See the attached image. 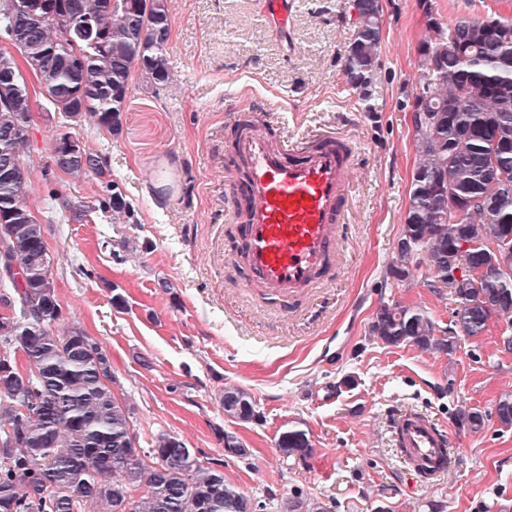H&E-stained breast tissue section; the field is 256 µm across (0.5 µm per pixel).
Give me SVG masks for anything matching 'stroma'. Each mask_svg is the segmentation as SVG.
<instances>
[{
  "instance_id": "obj_1",
  "label": "stroma",
  "mask_w": 512,
  "mask_h": 512,
  "mask_svg": "<svg viewBox=\"0 0 512 512\" xmlns=\"http://www.w3.org/2000/svg\"><path fill=\"white\" fill-rule=\"evenodd\" d=\"M288 31L266 20V0H168L171 75L159 91L133 82L122 133L93 118L72 131L106 155L112 181L135 208L129 222L101 216L65 221L49 190L71 202L102 192L92 173L72 177L54 161L57 113L32 98L29 208L45 231L62 315L107 348L114 392L130 408L140 447L167 433L203 449L259 503L291 501L330 512H512V428L494 418L512 394V320L463 337L453 355L371 339L380 305L424 308L439 332L454 328L451 289H432L427 269L387 280L407 209L417 150L409 125L427 22L418 0H381L384 32L368 89L370 108L348 92L344 65L354 36L351 0H292ZM440 23L512 19V0H429ZM274 110L285 137L339 133L357 149L351 207L339 239L340 274L282 303L244 288L226 244L224 153L228 114ZM252 397L257 419L226 417L225 386ZM487 416L480 432L459 425V408ZM429 414L453 437V466L440 483H419L399 458L393 413ZM306 433L308 455L286 453L281 434ZM237 436L241 455L226 452Z\"/></svg>"
}]
</instances>
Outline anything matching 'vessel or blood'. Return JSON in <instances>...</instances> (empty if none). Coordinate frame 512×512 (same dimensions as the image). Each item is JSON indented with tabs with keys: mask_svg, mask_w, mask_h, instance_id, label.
<instances>
[{
	"mask_svg": "<svg viewBox=\"0 0 512 512\" xmlns=\"http://www.w3.org/2000/svg\"><path fill=\"white\" fill-rule=\"evenodd\" d=\"M290 18L289 0H269L273 28L287 29ZM232 120L242 132L224 166L232 168L239 157L247 170L243 181L226 186L236 199L229 221L239 228L230 247L245 258V287L289 299L333 279L340 272V229L351 202L352 146L332 133L280 137L263 105ZM392 428L414 474L429 482L449 469L452 439L426 414L398 410Z\"/></svg>",
	"mask_w": 512,
	"mask_h": 512,
	"instance_id": "vessel-or-blood-1",
	"label": "vessel or blood"
}]
</instances>
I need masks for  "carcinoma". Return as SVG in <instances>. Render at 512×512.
Listing matches in <instances>:
<instances>
[{
  "mask_svg": "<svg viewBox=\"0 0 512 512\" xmlns=\"http://www.w3.org/2000/svg\"><path fill=\"white\" fill-rule=\"evenodd\" d=\"M361 21L347 53L346 84L371 109L363 78L378 61L381 26L376 0H357ZM89 26L70 32L74 63L47 52L66 15ZM435 37L420 44L422 68L417 83L429 81L432 98L425 104L435 117L432 128L417 134L418 161L412 172L409 201L398 237L399 247L386 278L405 281L426 263L440 285L454 290V324L460 335L437 338L429 313L420 307L383 304L370 336L386 346L414 345L421 350L454 353L459 336L476 337L494 316L512 315V287L501 281L494 252L487 248L460 253L461 243L481 242L492 234L512 237V196L502 197L500 175L512 178V19L489 29L485 19L458 20L446 27L430 18ZM171 19L167 0H53L52 11L30 16L0 13V41L15 39L28 59L49 78L47 104L63 119L65 132L83 117L95 118L101 131L121 132V113L134 80L155 90L170 77L167 45ZM16 68L0 54V236L10 238L17 270L24 276L22 297L28 308L19 317L0 318V512H81L104 503L111 512H256L251 498L224 477L220 465L205 463L177 437L161 434L150 448H138L130 408L106 382L109 360L103 344L73 328L53 330L61 315L58 300L41 311V289L53 283L51 259L43 248L39 221H30L24 203L27 168L19 163L27 138L19 133L21 115L30 112L29 89L20 76L3 80ZM90 88L84 109L72 104L76 87ZM56 164L77 178L100 172L106 159L90 150L69 157L56 153ZM75 212L133 216V207L118 185ZM485 267L476 283L452 277L460 262ZM224 414L241 420L255 417L248 392L227 386ZM504 427H512V395L495 405ZM457 421L480 431L485 414L457 412ZM279 447L309 452L300 430L281 434Z\"/></svg>",
  "mask_w": 512,
  "mask_h": 512,
  "instance_id": "cac0c4a2",
  "label": "carcinoma"
}]
</instances>
